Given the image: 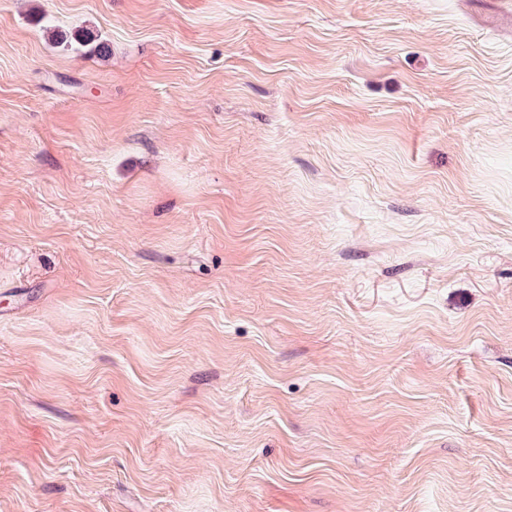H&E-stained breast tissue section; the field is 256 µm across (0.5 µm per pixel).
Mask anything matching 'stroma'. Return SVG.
I'll return each mask as SVG.
<instances>
[{
	"label": "stroma",
	"mask_w": 512,
	"mask_h": 512,
	"mask_svg": "<svg viewBox=\"0 0 512 512\" xmlns=\"http://www.w3.org/2000/svg\"><path fill=\"white\" fill-rule=\"evenodd\" d=\"M496 2L0 0V512H512Z\"/></svg>",
	"instance_id": "obj_1"
}]
</instances>
